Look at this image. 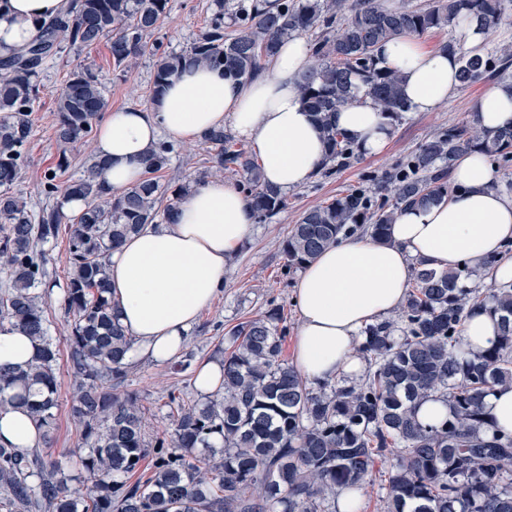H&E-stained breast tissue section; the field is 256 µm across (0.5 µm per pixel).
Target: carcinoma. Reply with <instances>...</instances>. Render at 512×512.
<instances>
[{
  "mask_svg": "<svg viewBox=\"0 0 512 512\" xmlns=\"http://www.w3.org/2000/svg\"><path fill=\"white\" fill-rule=\"evenodd\" d=\"M512 0H411L388 9L382 0H278L270 10L258 0H214L207 28L191 49L161 50L148 38L159 29L169 0H77L72 14L45 27L32 45L0 59V322L25 329L39 342L28 369L0 367V407L22 405L43 429L58 406V351L38 291L46 277V243L58 239L64 214L58 206L38 216L15 189L33 128L29 112L39 93V71L57 41L88 48L106 39L116 68L146 52L157 57L152 94L187 65H202L226 78L251 80L282 41L310 38L312 64L299 80L302 103L326 144L325 164L345 165L354 144L334 121L357 93L396 123L409 105L397 71L380 64L378 46L401 35L444 29L471 17L499 25ZM458 55V82H512V47L501 57L443 43ZM105 85L90 68L71 71L60 93L55 122L67 151L93 129L106 110ZM214 151L213 174L241 173L243 192L259 221L288 206L284 194L263 179L261 167L241 144L217 129L205 136ZM478 149L512 158V126L494 134L473 118L439 131L403 166L385 176L393 204L372 209L370 197L351 189L306 211L283 242L288 269H299L341 236L368 227L387 240L397 212L424 205L451 191L449 173L462 153ZM172 144L145 156L144 181L114 194L99 180L92 161L78 178L48 193L82 197L88 209L68 225L69 276L62 306L69 319L70 361L79 378L72 415L81 426L85 451L75 466L80 485L70 484L61 462L32 449L0 447V512H330L336 494L373 484L378 456L390 457L385 512H512V434L487 437L484 398L497 385H512V287L465 288L467 270L438 273L419 263L398 321L370 325L358 347L365 368L355 380L313 389L282 359L287 326L272 309L230 330L224 350L222 389L202 403L172 395L175 427L148 440L139 397L112 389L128 375L125 356L133 344L112 313L107 297V256L129 235L167 220L200 180L165 173ZM499 315L496 342L468 352L461 331L471 312ZM439 394L448 419L425 426L417 407ZM9 396L4 400L3 396ZM152 458L153 474L132 477Z\"/></svg>",
  "mask_w": 512,
  "mask_h": 512,
  "instance_id": "carcinoma-1",
  "label": "carcinoma"
}]
</instances>
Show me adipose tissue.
Listing matches in <instances>:
<instances>
[{
	"label": "adipose tissue",
	"mask_w": 512,
	"mask_h": 512,
	"mask_svg": "<svg viewBox=\"0 0 512 512\" xmlns=\"http://www.w3.org/2000/svg\"><path fill=\"white\" fill-rule=\"evenodd\" d=\"M71 0H0V56L35 41L42 23L66 15ZM379 55L404 76L412 111L432 112L451 96L458 62L442 50H425L411 35L386 42ZM311 64L303 38L284 41L268 73L250 81L186 67L168 79L144 108L110 112L98 125L95 155L100 178L123 192L144 178L142 159L168 138L194 144L231 123L254 149L262 173L281 191L309 182L325 158V146L302 105L298 80ZM482 129L512 124V85H495L473 104ZM336 125L366 155L382 152L393 128L371 105L342 107ZM455 191L436 202L402 209L387 242L350 235L301 269L293 302L298 311L293 366L309 384L356 375L363 330L387 320L407 294L413 268H471L499 286L512 285V198L495 186L487 156L461 155L450 173ZM255 218L246 196L231 181L209 179L180 201L170 219L131 235L109 256V297L134 343L125 360L147 356L166 363L184 349L200 313L222 290L224 274L249 238ZM496 267H486L491 257ZM38 344L22 329L0 324V366L23 368ZM41 430L26 409L0 411V445L34 448Z\"/></svg>",
	"instance_id": "adipose-tissue-1"
}]
</instances>
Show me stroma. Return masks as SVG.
<instances>
[{
    "instance_id": "1",
    "label": "stroma",
    "mask_w": 512,
    "mask_h": 512,
    "mask_svg": "<svg viewBox=\"0 0 512 512\" xmlns=\"http://www.w3.org/2000/svg\"><path fill=\"white\" fill-rule=\"evenodd\" d=\"M213 0H170L167 16L154 34L165 51L189 50L203 32L211 14ZM88 66L103 77L109 108L141 107L150 101V88L155 70V58L144 55L128 70L115 69L107 43L77 49L60 43L41 66L39 81L41 93L31 112L33 135L25 150L20 189L27 197L32 211L60 204L61 194H46L43 184L48 173H55L57 183L78 178L94 156V140L86 138L70 148L69 165L57 169L59 150L54 136L57 98L71 70ZM479 82L457 89L448 101L434 112H407L396 123L390 142L383 153L366 156L355 153L350 163L334 168L327 175H315L305 185L286 194L288 207L263 223L255 224L249 239L231 261L224 275V288L213 303L204 309L190 332L184 348L192 356V368L177 371L173 364H156L141 358L130 365L123 385L125 392L136 394L145 410L147 436L171 430L172 412L167 405L170 393L183 394L189 399L200 398L194 385L193 369L208 361L219 362L229 347L228 330L248 318L277 308L283 312L289 330H296L298 312L293 303L296 272L286 267L283 241L293 224L310 207L336 198L347 189L361 187L369 190L373 206L391 203L388 189L378 180L402 164L438 129L468 121L477 97L485 90ZM210 147L205 142L193 145L176 144L170 156L171 171L206 179L210 176ZM66 238L46 244L47 312L51 333L61 353L57 366L59 407L47 445L42 453L63 458L67 450L81 446V428L71 416L75 373L69 363L70 329L61 307V286L67 280Z\"/></svg>"
}]
</instances>
